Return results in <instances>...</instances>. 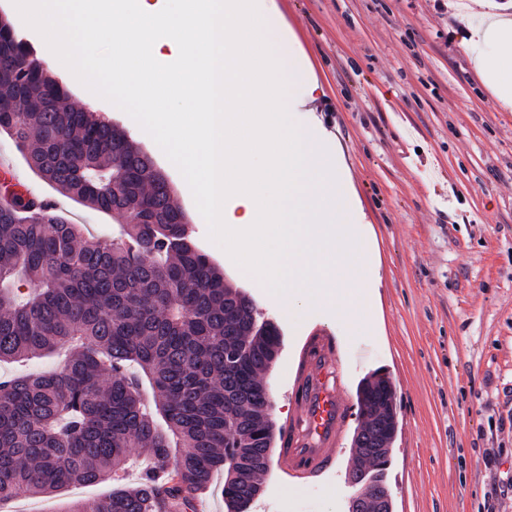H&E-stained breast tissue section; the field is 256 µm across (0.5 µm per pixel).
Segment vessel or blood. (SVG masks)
<instances>
[{
	"instance_id": "obj_1",
	"label": "vessel or blood",
	"mask_w": 512,
	"mask_h": 512,
	"mask_svg": "<svg viewBox=\"0 0 512 512\" xmlns=\"http://www.w3.org/2000/svg\"><path fill=\"white\" fill-rule=\"evenodd\" d=\"M310 354L295 379L297 409L285 429L279 459L290 476L319 482L336 471L347 403L337 394L329 337L307 340Z\"/></svg>"
}]
</instances>
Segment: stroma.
I'll return each instance as SVG.
<instances>
[{
    "instance_id": "35a3bbf8",
    "label": "stroma",
    "mask_w": 512,
    "mask_h": 512,
    "mask_svg": "<svg viewBox=\"0 0 512 512\" xmlns=\"http://www.w3.org/2000/svg\"><path fill=\"white\" fill-rule=\"evenodd\" d=\"M324 86L308 121L331 134L349 170L381 265L368 285L381 306L379 328L358 331L329 308L288 315L280 297L241 275L224 277L273 318L283 345L265 373L276 432L297 407L296 372L308 336L334 342L337 393L353 411L336 475L312 484L271 459L258 506L266 512H348L370 465L353 447L364 419L357 391L374 372L390 377L398 429L386 483L392 512H512V110H503L473 67L492 46H462L448 0H275ZM72 103L126 128L151 151L150 137L124 111L71 84ZM20 185L56 198L95 235L115 216L57 196L0 135ZM176 203L216 265L224 251L207 237L192 192L162 154ZM111 483L22 497L11 508L66 512L110 493Z\"/></svg>"
}]
</instances>
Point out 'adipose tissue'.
Wrapping results in <instances>:
<instances>
[{
  "label": "adipose tissue",
  "instance_id": "1",
  "mask_svg": "<svg viewBox=\"0 0 512 512\" xmlns=\"http://www.w3.org/2000/svg\"><path fill=\"white\" fill-rule=\"evenodd\" d=\"M462 29L468 40L482 39L495 46V56L477 58L476 71L499 101L512 107V17L494 14L482 28L476 29L466 23Z\"/></svg>",
  "mask_w": 512,
  "mask_h": 512
}]
</instances>
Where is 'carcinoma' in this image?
<instances>
[{
    "mask_svg": "<svg viewBox=\"0 0 512 512\" xmlns=\"http://www.w3.org/2000/svg\"><path fill=\"white\" fill-rule=\"evenodd\" d=\"M69 98L1 14L0 134L61 195L125 224L117 242L51 204H0V363L67 350L58 372L0 378V503L110 482L137 453L139 483L71 512H193L220 471L227 512H248L271 455L260 374L280 329L196 244L152 159ZM358 400L368 423L354 445L376 466L369 499L391 512L395 392L374 375Z\"/></svg>",
    "mask_w": 512,
    "mask_h": 512,
    "instance_id": "cac0c4a2",
    "label": "carcinoma"
}]
</instances>
